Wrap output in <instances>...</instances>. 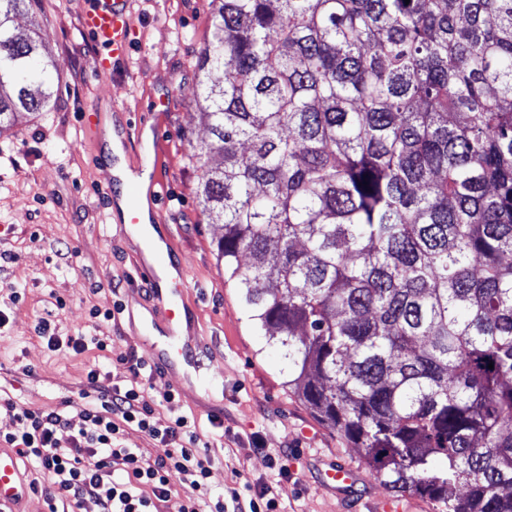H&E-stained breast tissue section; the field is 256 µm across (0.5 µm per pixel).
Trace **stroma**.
I'll return each instance as SVG.
<instances>
[{
  "label": "stroma",
  "instance_id": "1",
  "mask_svg": "<svg viewBox=\"0 0 512 512\" xmlns=\"http://www.w3.org/2000/svg\"><path fill=\"white\" fill-rule=\"evenodd\" d=\"M86 0H35L18 17L21 33H39L57 64L52 100L43 112L19 114L0 133V254L16 260L0 270V389L17 411L80 402L86 375L145 384L153 397L173 391L200 426L213 460L214 493L251 489L273 479L281 512H369L385 495L380 475L361 449L321 423L284 385V359L257 335L236 288L216 260L219 225L198 205L202 170L192 144L206 139L195 97L196 63L210 33L212 0H133L131 50L124 62L98 72L99 47L81 30ZM164 111H153L159 97ZM148 115L155 129L152 157L165 186L157 232L180 260L189 288V327L205 346L214 392L181 372L135 373L122 358L150 360L161 309L149 301L138 269L142 251L111 224L101 188L112 173L98 161L100 137L88 116L104 104ZM63 308H56V300ZM123 306L107 332L111 350L74 355L48 347L34 327L52 315L56 335L91 331L92 309ZM344 463L358 484L331 490L320 478Z\"/></svg>",
  "mask_w": 512,
  "mask_h": 512
}]
</instances>
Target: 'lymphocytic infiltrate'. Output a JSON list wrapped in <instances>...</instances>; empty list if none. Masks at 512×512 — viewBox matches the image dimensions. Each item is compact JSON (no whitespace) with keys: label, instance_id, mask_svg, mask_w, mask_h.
<instances>
[{"label":"lymphocytic infiltrate","instance_id":"obj_1","mask_svg":"<svg viewBox=\"0 0 512 512\" xmlns=\"http://www.w3.org/2000/svg\"><path fill=\"white\" fill-rule=\"evenodd\" d=\"M79 405L16 412L11 398L0 395V411L11 413L15 429L4 441L38 469L48 512L61 503L97 502L100 512H159L172 493L171 475H178L185 493L182 512H275L272 483H263L255 499L212 493L213 464L202 453L196 422L179 410L176 395L147 396L144 385H120L97 372L86 376ZM81 422L72 426L70 415ZM137 428L160 450L155 458L127 448L123 438Z\"/></svg>","mask_w":512,"mask_h":512}]
</instances>
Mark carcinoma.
<instances>
[{"label": "carcinoma", "mask_w": 512, "mask_h": 512, "mask_svg": "<svg viewBox=\"0 0 512 512\" xmlns=\"http://www.w3.org/2000/svg\"><path fill=\"white\" fill-rule=\"evenodd\" d=\"M30 8L0 133L49 105ZM197 69L202 213L288 390L394 494L512 512V0H218Z\"/></svg>", "instance_id": "carcinoma-1"}]
</instances>
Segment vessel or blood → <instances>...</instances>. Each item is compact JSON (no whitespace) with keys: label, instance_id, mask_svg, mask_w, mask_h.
<instances>
[{"label":"vessel or blood","instance_id":"1","mask_svg":"<svg viewBox=\"0 0 512 512\" xmlns=\"http://www.w3.org/2000/svg\"><path fill=\"white\" fill-rule=\"evenodd\" d=\"M84 31L104 49V56L98 57L99 67H107L109 62H122L130 49L132 18L130 0H89L81 15ZM107 210H117L125 206V221L136 224L140 221L137 185L125 186L121 181H109L102 189ZM139 272L148 283V291L164 309V325L160 328L161 349L154 359L165 372L174 371L178 366H187V379L199 380L200 366L197 350L191 349L180 325L186 315L183 296L188 288L187 275L182 264L171 257L157 256L154 263L141 264ZM168 279V287H161V279ZM358 480L356 470L345 465H336L323 475L325 486L334 489L354 487ZM31 492L21 474L17 457L10 451L0 448V512H21L20 505Z\"/></svg>","mask_w":512,"mask_h":512}]
</instances>
